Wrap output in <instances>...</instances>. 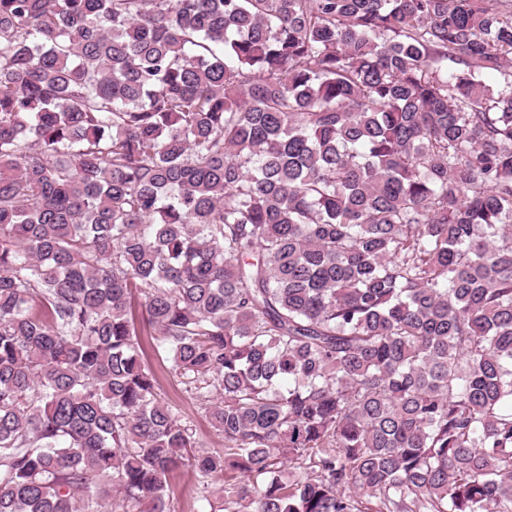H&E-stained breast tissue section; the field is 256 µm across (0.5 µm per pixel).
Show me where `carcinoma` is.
I'll use <instances>...</instances> for the list:
<instances>
[{
    "mask_svg": "<svg viewBox=\"0 0 512 512\" xmlns=\"http://www.w3.org/2000/svg\"><path fill=\"white\" fill-rule=\"evenodd\" d=\"M182 467L512 512V0H0V512ZM147 362L158 380V394L172 412L193 429L196 441L212 452L224 450V438L210 425L208 415L184 380L171 369L169 362L158 360L148 348Z\"/></svg>",
    "mask_w": 512,
    "mask_h": 512,
    "instance_id": "1",
    "label": "carcinoma"
}]
</instances>
